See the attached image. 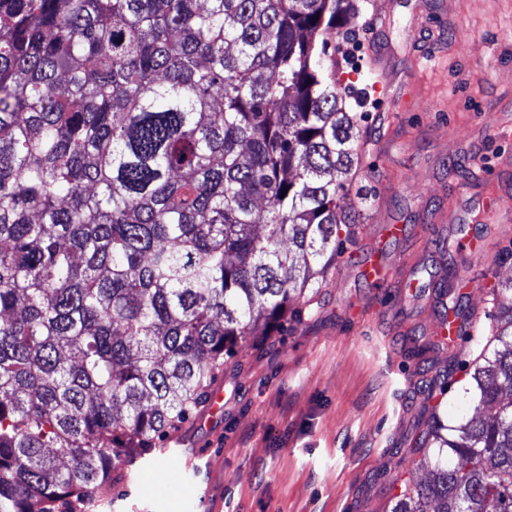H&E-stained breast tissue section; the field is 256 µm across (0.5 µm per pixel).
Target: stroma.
Segmentation results:
<instances>
[{"label":"stroma","instance_id":"stroma-1","mask_svg":"<svg viewBox=\"0 0 512 512\" xmlns=\"http://www.w3.org/2000/svg\"><path fill=\"white\" fill-rule=\"evenodd\" d=\"M345 27L336 78L379 136L356 181L371 193L356 203L352 260L289 331L225 358L219 410L201 404L86 512H386L416 477L411 450L432 411L455 406L480 347L436 330L486 317L493 286L512 279V223L484 207L487 194L512 195V0H366ZM378 56L410 94L405 111L377 85ZM471 234L490 264L459 248ZM373 260L406 287L374 284ZM452 272L478 287L443 295ZM420 340L434 349L418 353ZM188 452L193 465L179 469Z\"/></svg>","mask_w":512,"mask_h":512}]
</instances>
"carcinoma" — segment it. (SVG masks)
I'll use <instances>...</instances> for the list:
<instances>
[{
  "mask_svg": "<svg viewBox=\"0 0 512 512\" xmlns=\"http://www.w3.org/2000/svg\"><path fill=\"white\" fill-rule=\"evenodd\" d=\"M360 0H0V512H79L361 231ZM391 512H512V280Z\"/></svg>",
  "mask_w": 512,
  "mask_h": 512,
  "instance_id": "cac0c4a2",
  "label": "carcinoma"
}]
</instances>
